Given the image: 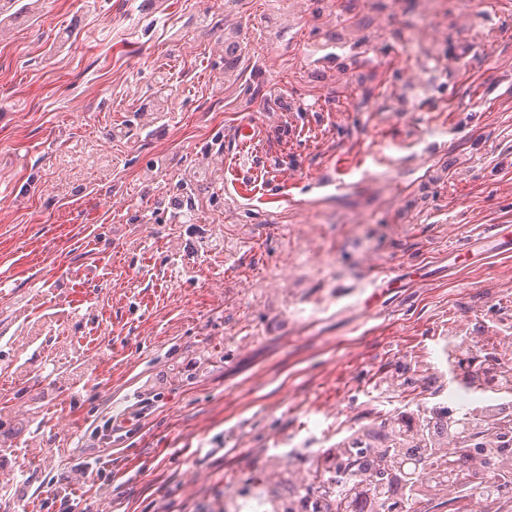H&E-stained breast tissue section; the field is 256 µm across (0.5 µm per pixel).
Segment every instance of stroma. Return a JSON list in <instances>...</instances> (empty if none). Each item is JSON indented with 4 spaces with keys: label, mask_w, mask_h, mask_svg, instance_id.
Instances as JSON below:
<instances>
[{
    "label": "stroma",
    "mask_w": 512,
    "mask_h": 512,
    "mask_svg": "<svg viewBox=\"0 0 512 512\" xmlns=\"http://www.w3.org/2000/svg\"><path fill=\"white\" fill-rule=\"evenodd\" d=\"M84 4L0 39V512H248L442 423L449 337L512 372V253L452 254L512 226V0ZM395 284L394 279L390 276L375 279L369 282L368 286L361 293L360 305L367 310H377L381 306V297L384 288H392Z\"/></svg>",
    "instance_id": "1"
}]
</instances>
